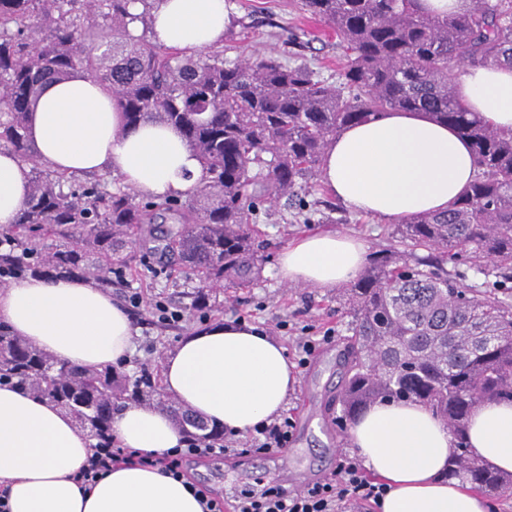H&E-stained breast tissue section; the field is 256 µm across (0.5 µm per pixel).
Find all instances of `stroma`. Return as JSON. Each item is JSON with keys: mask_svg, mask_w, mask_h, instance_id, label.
Returning a JSON list of instances; mask_svg holds the SVG:
<instances>
[{"mask_svg": "<svg viewBox=\"0 0 512 512\" xmlns=\"http://www.w3.org/2000/svg\"><path fill=\"white\" fill-rule=\"evenodd\" d=\"M296 0H235L232 13L235 24L224 33V54L247 59L265 53L295 62L319 67L323 75L335 73L343 61L339 41L324 24L295 6ZM300 34L299 43H291L290 34ZM322 228L348 234L362 240L368 259L381 256L395 244L396 226L371 215L353 213L346 208L327 212ZM258 254L262 269L257 283L238 289L233 302H226L223 292L211 293V309L207 317L186 312L183 321L158 326L143 309L131 310L136 329L132 361L157 363L177 341L204 320L241 318L264 327L285 349L302 326L312 328L313 335L334 329V342L322 345L305 368L291 394L286 414L293 420L292 439L283 454L275 456L250 451L197 467L198 484L233 498L256 489L258 483L276 481L280 466L288 468V488L292 491L322 480L336 469L341 457L350 453L347 435L336 427L333 398L341 378L337 366L338 341L347 333L350 317L341 297L343 287L322 290L306 285L282 284L276 275L278 253L288 241L307 232L305 224L296 221L291 211L277 206L257 225ZM145 297L177 299L180 292L194 287L193 279L181 271H166L160 276L144 274L133 280Z\"/></svg>", "mask_w": 512, "mask_h": 512, "instance_id": "obj_1", "label": "stroma"}]
</instances>
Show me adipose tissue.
<instances>
[{
    "label": "adipose tissue",
    "instance_id": "ef3b65f1",
    "mask_svg": "<svg viewBox=\"0 0 512 512\" xmlns=\"http://www.w3.org/2000/svg\"><path fill=\"white\" fill-rule=\"evenodd\" d=\"M227 0H160L152 12L156 42L192 54L223 45ZM458 94L498 129L512 130V66L455 71ZM29 136L42 162L70 175L115 174L154 199L188 197L202 170L171 126H125L111 94L74 73L48 84L29 114ZM477 174L471 150L451 128L420 112H389L345 128L323 158L320 180L356 213L399 222L446 211ZM30 169L0 153V227L16 223ZM366 260L364 245L339 232L304 235L280 252L286 285L323 290L351 281ZM0 320L15 335L79 367H104L127 357L135 328L111 293L88 281L26 277L0 287ZM165 396L204 421L244 435L279 417L299 383L286 349L258 325L219 319L194 330L161 363ZM125 448L158 454L182 438L162 406L130 404L112 423ZM472 453L512 472V402L490 401L473 412ZM363 467L386 487L379 512H489L469 485L447 478L451 435L425 406L384 402L349 428ZM91 441L54 403L0 386V486L9 512H201L183 481L158 469L121 463L91 486L76 473Z\"/></svg>",
    "mask_w": 512,
    "mask_h": 512
}]
</instances>
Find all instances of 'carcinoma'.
Wrapping results in <instances>:
<instances>
[{
    "mask_svg": "<svg viewBox=\"0 0 512 512\" xmlns=\"http://www.w3.org/2000/svg\"><path fill=\"white\" fill-rule=\"evenodd\" d=\"M158 2L0 0V151L31 171L0 267L122 284L137 273L127 249L153 240L154 215L170 212L177 222L161 233V251L198 282L185 308L204 310L209 291L245 288L259 275L262 209L282 203L302 223L317 222L319 209L305 197L322 190L334 135L387 112H426L470 143L478 174L447 212L401 222L398 249L347 288L336 422L380 402L421 403L452 436L448 476L489 493L511 488L512 473L474 457L467 438L476 407L512 402V132L468 111L449 69L512 65V0H471L470 12L454 17L429 15L418 0H297L343 47L334 77L272 55L239 60L160 45L148 37ZM75 71L112 94L125 125L157 120L179 132L202 167L194 196L139 202L125 187L80 184L40 160L29 112L46 83ZM2 384L55 403L102 445L125 404L160 394V373L76 367L0 320ZM175 421L197 439L224 435L192 414Z\"/></svg>",
    "mask_w": 512,
    "mask_h": 512,
    "instance_id": "1",
    "label": "carcinoma"
}]
</instances>
